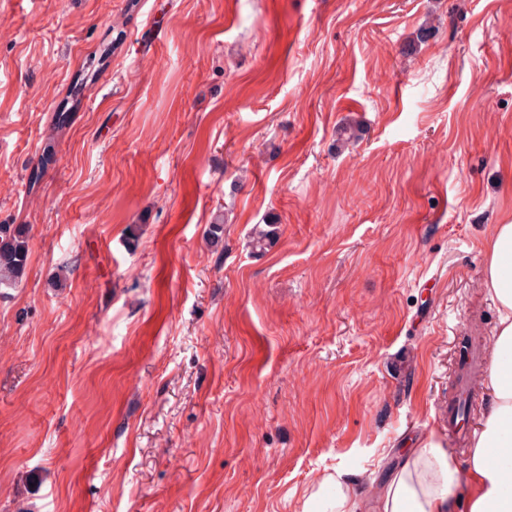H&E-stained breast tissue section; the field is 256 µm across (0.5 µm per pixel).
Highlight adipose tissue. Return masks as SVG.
Instances as JSON below:
<instances>
[{
    "label": "adipose tissue",
    "instance_id": "obj_1",
    "mask_svg": "<svg viewBox=\"0 0 512 512\" xmlns=\"http://www.w3.org/2000/svg\"><path fill=\"white\" fill-rule=\"evenodd\" d=\"M484 286L498 326L482 384L490 408L470 440L465 466L435 441L414 449L382 484L376 512H512V223L494 225L484 250ZM463 484L462 501L449 497Z\"/></svg>",
    "mask_w": 512,
    "mask_h": 512
}]
</instances>
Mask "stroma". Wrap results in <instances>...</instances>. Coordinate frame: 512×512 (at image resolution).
<instances>
[{
  "mask_svg": "<svg viewBox=\"0 0 512 512\" xmlns=\"http://www.w3.org/2000/svg\"><path fill=\"white\" fill-rule=\"evenodd\" d=\"M509 222L512 0H0V512H324L465 458ZM30 231L25 224H0V288L23 276L29 257ZM359 487L345 478L342 473L336 474V497L329 503L331 512H358Z\"/></svg>",
  "mask_w": 512,
  "mask_h": 512,
  "instance_id": "35a3bbf8",
  "label": "stroma"
}]
</instances>
